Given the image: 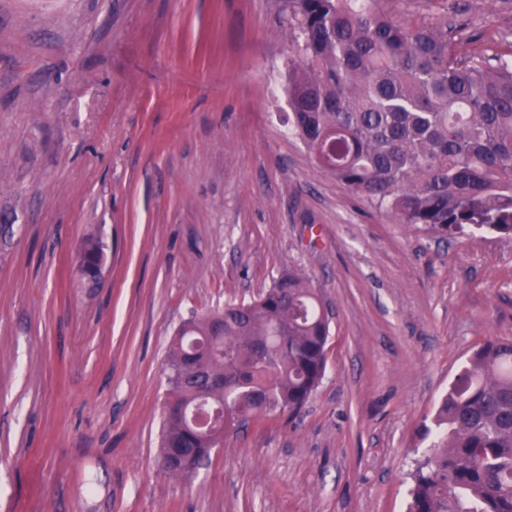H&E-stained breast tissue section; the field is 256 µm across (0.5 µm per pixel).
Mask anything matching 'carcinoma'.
<instances>
[{
	"mask_svg": "<svg viewBox=\"0 0 512 512\" xmlns=\"http://www.w3.org/2000/svg\"><path fill=\"white\" fill-rule=\"evenodd\" d=\"M288 125L336 180L402 224L441 237L512 238V65L459 56L448 22L408 24L352 0H286ZM102 261L85 243L82 264ZM224 325V340L211 336ZM329 309L309 277L180 327L163 464L187 476L230 433L297 414L327 368ZM429 442L408 512H512V342L471 355L417 429Z\"/></svg>",
	"mask_w": 512,
	"mask_h": 512,
	"instance_id": "carcinoma-1",
	"label": "carcinoma"
}]
</instances>
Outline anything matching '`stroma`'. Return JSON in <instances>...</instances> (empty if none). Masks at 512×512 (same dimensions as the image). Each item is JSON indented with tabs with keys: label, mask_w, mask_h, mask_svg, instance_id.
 <instances>
[{
	"label": "stroma",
	"mask_w": 512,
	"mask_h": 512,
	"mask_svg": "<svg viewBox=\"0 0 512 512\" xmlns=\"http://www.w3.org/2000/svg\"><path fill=\"white\" fill-rule=\"evenodd\" d=\"M283 6L0 0V512H405L419 424L512 340V240L399 223L288 132ZM377 7L512 52V0ZM289 270L332 312L320 386L169 474L176 331Z\"/></svg>",
	"instance_id": "stroma-1"
}]
</instances>
